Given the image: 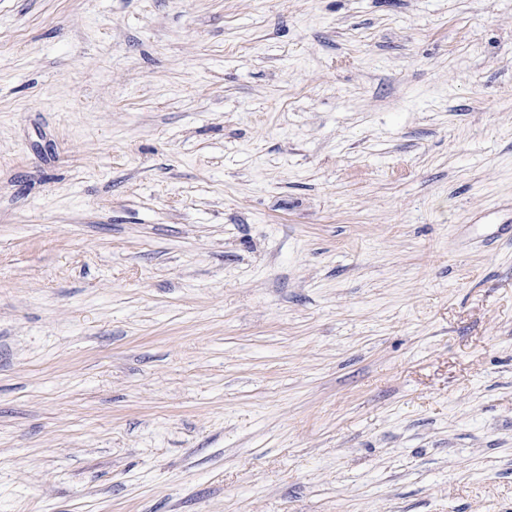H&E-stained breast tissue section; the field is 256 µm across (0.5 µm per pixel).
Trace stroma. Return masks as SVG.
<instances>
[{
    "label": "stroma",
    "instance_id": "1",
    "mask_svg": "<svg viewBox=\"0 0 512 512\" xmlns=\"http://www.w3.org/2000/svg\"><path fill=\"white\" fill-rule=\"evenodd\" d=\"M0 512H512V0H0Z\"/></svg>",
    "mask_w": 512,
    "mask_h": 512
}]
</instances>
